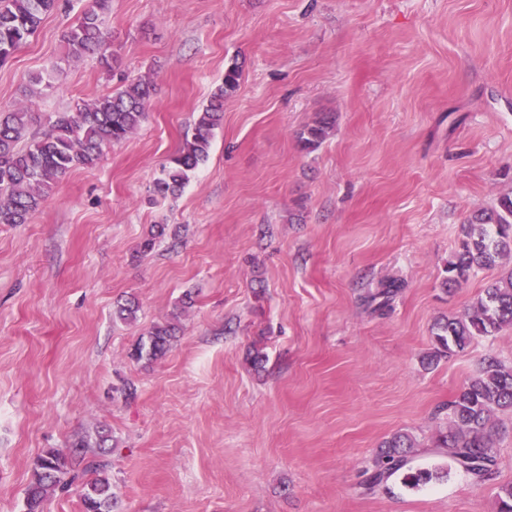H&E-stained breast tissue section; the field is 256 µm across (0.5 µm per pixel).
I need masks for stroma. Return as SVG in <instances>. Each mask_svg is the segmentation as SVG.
Returning a JSON list of instances; mask_svg holds the SVG:
<instances>
[{
	"label": "stroma",
	"mask_w": 512,
	"mask_h": 512,
	"mask_svg": "<svg viewBox=\"0 0 512 512\" xmlns=\"http://www.w3.org/2000/svg\"><path fill=\"white\" fill-rule=\"evenodd\" d=\"M90 3L0 66V112L28 106L36 135L137 78L156 93L95 167L0 224V512H23L43 449L102 427L118 512H497L512 415L495 417L494 485L459 470L417 490L359 483L398 431L413 467L446 466L444 404L486 355L512 362L508 326L427 362L436 323L502 273L442 286L468 215L512 194V0H112L105 67L62 41ZM234 64L208 160L154 195ZM39 74L50 84L27 96ZM324 113L330 136L301 151ZM389 279L402 288L373 312ZM131 296L136 322L114 320ZM173 319L167 354L133 360ZM335 117L327 113L306 126L298 136L302 149L312 152L316 150L333 130Z\"/></svg>",
	"instance_id": "obj_1"
}]
</instances>
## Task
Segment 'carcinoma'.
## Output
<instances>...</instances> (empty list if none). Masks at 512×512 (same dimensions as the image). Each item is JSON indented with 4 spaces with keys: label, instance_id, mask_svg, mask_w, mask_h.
Returning <instances> with one entry per match:
<instances>
[{
    "label": "carcinoma",
    "instance_id": "obj_1",
    "mask_svg": "<svg viewBox=\"0 0 512 512\" xmlns=\"http://www.w3.org/2000/svg\"><path fill=\"white\" fill-rule=\"evenodd\" d=\"M111 0H93L79 23L62 34L68 57L79 59L105 45L103 17ZM60 0H0V64L5 63L54 13ZM240 69L234 65L224 73V81L199 112L183 145L163 167L154 191L165 197L181 190L193 173L209 157L214 132L223 121L224 99L239 87ZM154 85L146 79L128 83L123 89L104 94L73 111L55 112L47 129L38 137H28L33 113L24 106L0 113V224H26L50 196L55 184L67 173L96 166L104 148L119 143L136 131L146 119ZM335 117L327 113L306 126L298 136L302 149L316 150L333 130ZM459 249L448 260L443 286L456 288L470 276L503 264L512 258V195H503L495 205L473 212L461 228ZM400 284L394 279L370 296L381 311L389 306ZM139 303L127 299L116 305L113 317L125 323L137 320ZM512 326V267L490 283L460 315L449 316L437 326L434 357L464 350L479 337L496 335ZM178 327L173 322L154 325L148 338L132 352L136 360L154 361L163 357L176 341ZM448 428L438 434L435 447L446 449L444 468L413 469V438L404 432L392 434L377 449L364 469L360 483L366 493L387 487L392 478L418 489L432 480L448 476L451 467L463 470L476 484L493 479L497 458L491 418L512 413V363L494 355L483 358L478 373L468 379L452 400ZM110 435L101 431L95 440L83 436L67 451L46 448L36 459L32 478L25 490L26 512H43L50 494L66 489L74 480L72 471L84 464L92 478L82 484V512H114L116 501L103 460Z\"/></svg>",
    "mask_w": 512,
    "mask_h": 512
}]
</instances>
